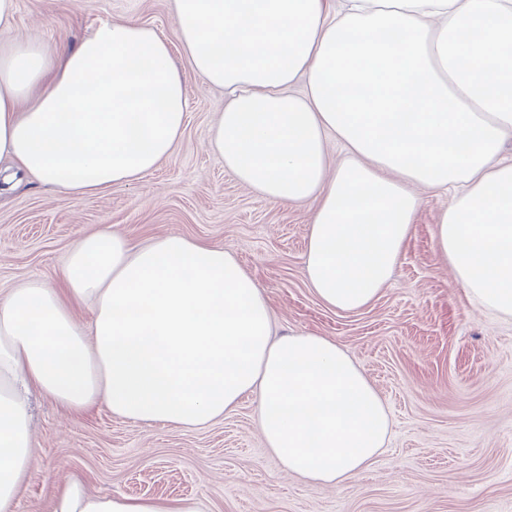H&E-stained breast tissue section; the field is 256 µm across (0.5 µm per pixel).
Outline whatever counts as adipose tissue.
Listing matches in <instances>:
<instances>
[{"instance_id": "adipose-tissue-1", "label": "adipose tissue", "mask_w": 512, "mask_h": 512, "mask_svg": "<svg viewBox=\"0 0 512 512\" xmlns=\"http://www.w3.org/2000/svg\"><path fill=\"white\" fill-rule=\"evenodd\" d=\"M14 13L0 0V160L83 195L173 153L187 97L165 39L128 19L70 48L22 42ZM172 13L193 70L224 91L209 146L225 170L269 202H314L304 269L322 303L353 312L378 298L426 188L452 194L438 261L512 318V0H172ZM30 390L73 412L101 404L181 426L254 396L268 448L311 485L367 469L390 432L347 352L312 333L273 338L267 296L233 254L180 235L138 246L100 228L72 246L60 286L0 296V512L37 457ZM52 512L201 510L73 478Z\"/></svg>"}]
</instances>
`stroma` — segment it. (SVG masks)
<instances>
[{
    "label": "stroma",
    "mask_w": 512,
    "mask_h": 512,
    "mask_svg": "<svg viewBox=\"0 0 512 512\" xmlns=\"http://www.w3.org/2000/svg\"><path fill=\"white\" fill-rule=\"evenodd\" d=\"M134 18L170 45L187 89L185 133L138 182L84 196L23 181L0 193V293L55 284L71 245L103 226L136 244L177 234L232 251L264 288L278 332L336 341L390 415L373 464L341 486H311L264 443L252 399L209 424L132 423L105 406L73 413L30 399L38 455L14 512H51L72 477L92 493L194 498L203 512H512V319L474 303L436 259L450 194L421 205L390 281L353 313L326 307L304 277L313 203H271L224 170L207 140L224 92L194 72L171 0H16L13 37L75 46Z\"/></svg>",
    "instance_id": "35a3bbf8"
}]
</instances>
